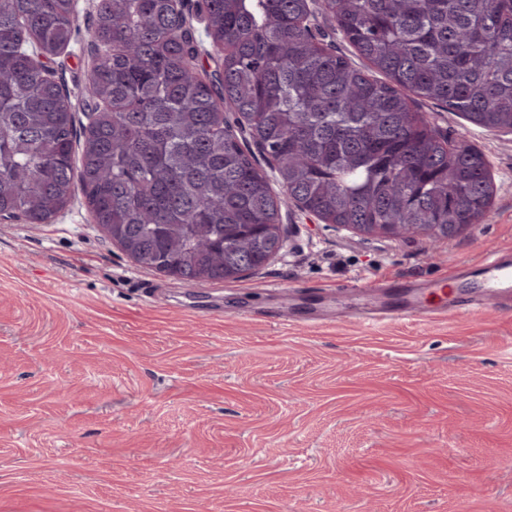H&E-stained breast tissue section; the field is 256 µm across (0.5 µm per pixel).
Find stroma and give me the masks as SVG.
Masks as SVG:
<instances>
[{"label":"stroma","instance_id":"stroma-1","mask_svg":"<svg viewBox=\"0 0 512 512\" xmlns=\"http://www.w3.org/2000/svg\"><path fill=\"white\" fill-rule=\"evenodd\" d=\"M49 57L88 122L91 14ZM486 155V220L436 241L311 224L198 284L138 267L82 193L0 223V512H512V311L361 324L512 257V135L419 103Z\"/></svg>","mask_w":512,"mask_h":512}]
</instances>
